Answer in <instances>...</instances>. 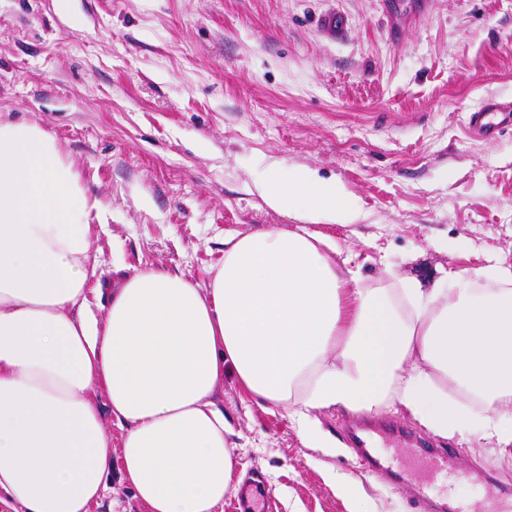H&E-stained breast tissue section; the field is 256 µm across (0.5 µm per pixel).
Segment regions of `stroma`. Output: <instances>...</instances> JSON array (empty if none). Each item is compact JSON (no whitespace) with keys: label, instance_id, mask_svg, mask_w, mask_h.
Wrapping results in <instances>:
<instances>
[{"label":"stroma","instance_id":"1","mask_svg":"<svg viewBox=\"0 0 512 512\" xmlns=\"http://www.w3.org/2000/svg\"><path fill=\"white\" fill-rule=\"evenodd\" d=\"M336 14V30L323 23ZM512 101V0H0V114L38 122L109 214L92 254L102 312L121 274L181 270L206 285L224 239L291 230L254 182L272 161L339 182L358 218L312 230L363 285L512 269V128L474 135L471 112ZM234 430V485L261 476L272 512H419L414 489L362 470L348 433L405 469L418 429L401 408L319 412L336 454L307 447L285 410L232 373L215 395ZM456 466L512 486V458L433 437Z\"/></svg>","mask_w":512,"mask_h":512}]
</instances>
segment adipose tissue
Returning <instances> with one entry per match:
<instances>
[{"label":"adipose tissue","instance_id":"obj_1","mask_svg":"<svg viewBox=\"0 0 512 512\" xmlns=\"http://www.w3.org/2000/svg\"><path fill=\"white\" fill-rule=\"evenodd\" d=\"M255 188L300 226L224 239L207 286L183 272L122 277L89 307L100 200L37 123L0 119V496L23 512H88L113 462L150 512H217L234 447L214 395L232 371L286 409L310 448L315 412L400 405L432 434L512 445V270L365 287L310 232L357 217L343 186L268 163ZM124 429L119 457L92 396ZM456 397H449V390ZM482 404L473 412L470 402Z\"/></svg>","mask_w":512,"mask_h":512}]
</instances>
